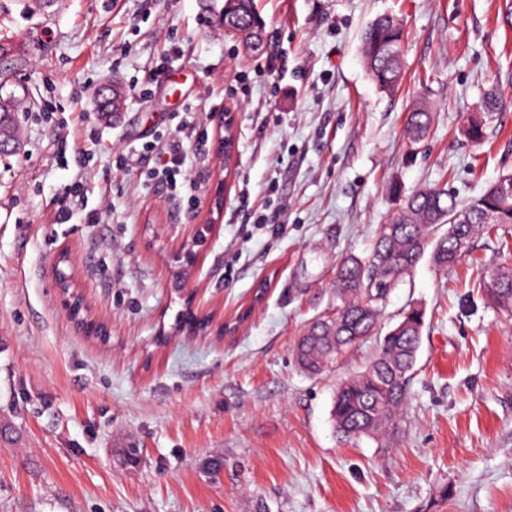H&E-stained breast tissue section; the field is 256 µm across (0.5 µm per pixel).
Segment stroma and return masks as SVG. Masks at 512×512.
<instances>
[{
  "instance_id": "stroma-1",
  "label": "stroma",
  "mask_w": 512,
  "mask_h": 512,
  "mask_svg": "<svg viewBox=\"0 0 512 512\" xmlns=\"http://www.w3.org/2000/svg\"><path fill=\"white\" fill-rule=\"evenodd\" d=\"M500 2L255 0V55L225 35L224 0H0V40L24 48L5 86L23 103L22 148L0 155V512H512V317L476 287L480 270L512 266V224L477 234L452 270L422 257L384 305L385 329L425 311L385 442L344 438L331 418L376 339L318 376L292 355L336 311L337 264L365 256L405 196L444 188L465 205L512 172ZM382 14L404 29L392 92L363 62ZM112 79L125 105L107 120L96 95ZM491 89L505 105L477 144L462 129ZM416 103L434 114L417 140ZM227 107L228 164L214 138ZM183 112L209 134L186 145L193 200L148 179L153 157L113 163ZM270 198L274 236L247 212ZM63 274L107 340L71 319ZM186 312L213 329L180 328ZM224 117L220 121L221 127H224V137L221 138L220 141L217 143V151L220 154L224 153V159L225 156H227V152L229 150H233V147L235 146L236 141V113L232 112V110L226 108L224 110Z\"/></svg>"
}]
</instances>
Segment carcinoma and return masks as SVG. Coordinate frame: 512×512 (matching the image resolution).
I'll return each mask as SVG.
<instances>
[{
  "instance_id": "obj_1",
  "label": "carcinoma",
  "mask_w": 512,
  "mask_h": 512,
  "mask_svg": "<svg viewBox=\"0 0 512 512\" xmlns=\"http://www.w3.org/2000/svg\"><path fill=\"white\" fill-rule=\"evenodd\" d=\"M261 31L254 0H237L233 21L224 26L225 34L241 39L246 49L257 51ZM401 48V23L393 16L376 18L363 33L366 70L383 92L394 90L400 81ZM17 60L14 48L0 41L1 81ZM432 122L433 113L427 107H413L407 115L409 136H422ZM502 181L512 182V173L501 176L463 208L447 191L436 188L408 196L392 220L379 227L369 253L350 256L336 268V317L316 319L306 326L292 349L297 365L308 374H320L354 344L375 335L383 304L428 245H433V264L448 269L467 255L474 236L487 227L486 216H492L494 224H512V197L504 199L497 190ZM444 224L448 229L437 235ZM480 286L491 308L512 315V266L480 272ZM424 319L420 307L403 312L364 371L338 386L332 417L343 437L375 438L396 428L408 399Z\"/></svg>"
}]
</instances>
